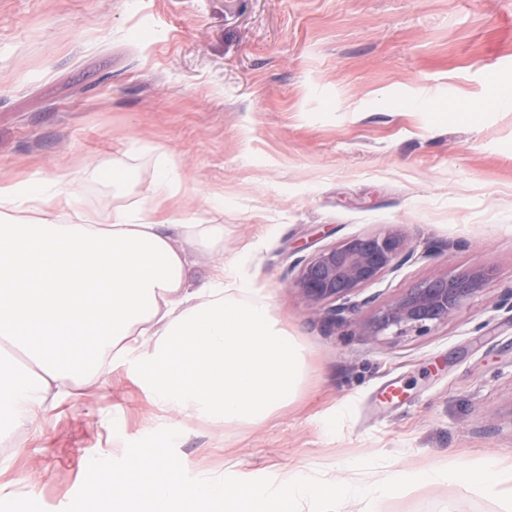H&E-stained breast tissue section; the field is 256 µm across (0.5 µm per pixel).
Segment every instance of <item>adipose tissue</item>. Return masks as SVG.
Instances as JSON below:
<instances>
[{"label":"adipose tissue","instance_id":"obj_1","mask_svg":"<svg viewBox=\"0 0 512 512\" xmlns=\"http://www.w3.org/2000/svg\"><path fill=\"white\" fill-rule=\"evenodd\" d=\"M68 223L45 212L29 180L0 183V417L31 420L73 382L149 359L152 397L177 417L258 425L301 390L302 344L254 284L190 287L186 247L222 242L224 227L167 208L165 175L143 202L99 219L76 208L71 177L55 182Z\"/></svg>","mask_w":512,"mask_h":512}]
</instances>
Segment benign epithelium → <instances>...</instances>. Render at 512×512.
Wrapping results in <instances>:
<instances>
[{"instance_id":"7a95c632","label":"benign epithelium","mask_w":512,"mask_h":512,"mask_svg":"<svg viewBox=\"0 0 512 512\" xmlns=\"http://www.w3.org/2000/svg\"><path fill=\"white\" fill-rule=\"evenodd\" d=\"M403 255L401 239L391 233L357 236L317 252L302 267L295 280L309 305L323 312L333 325L350 321L351 315L370 298L357 300L363 287L398 267ZM486 278L484 271L439 277L413 288L387 303L360 335L369 341L390 332H423L448 320L474 296Z\"/></svg>"}]
</instances>
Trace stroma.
Returning <instances> with one entry per match:
<instances>
[{"instance_id":"35a3bbf8","label":"stroma","mask_w":512,"mask_h":512,"mask_svg":"<svg viewBox=\"0 0 512 512\" xmlns=\"http://www.w3.org/2000/svg\"><path fill=\"white\" fill-rule=\"evenodd\" d=\"M507 82L512 0H0V182L71 175L78 208L104 217L166 172L173 209L224 227L223 246L189 249L191 287L234 263L307 359L297 398L256 426L177 422L144 361L73 386L0 433V485L22 512H63L91 458L163 427L195 478L511 459L512 108L486 105ZM385 232L408 258L366 286L370 303L344 325L312 313L305 262ZM473 269L488 276L448 321L360 336L411 288ZM498 510L452 482L340 508Z\"/></svg>"}]
</instances>
